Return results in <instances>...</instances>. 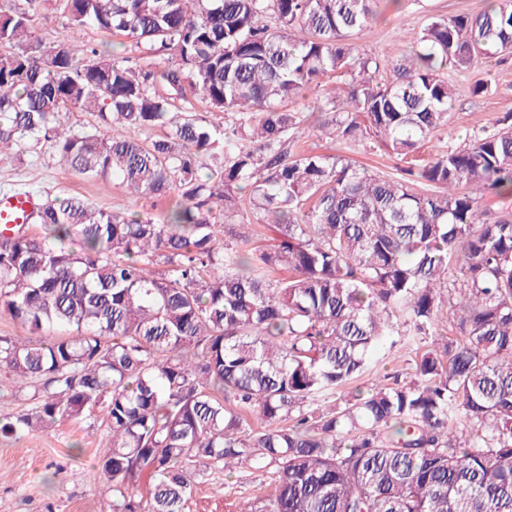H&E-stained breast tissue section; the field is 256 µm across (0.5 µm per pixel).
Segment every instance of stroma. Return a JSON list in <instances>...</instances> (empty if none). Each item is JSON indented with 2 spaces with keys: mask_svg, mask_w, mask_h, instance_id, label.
Masks as SVG:
<instances>
[{
  "mask_svg": "<svg viewBox=\"0 0 512 512\" xmlns=\"http://www.w3.org/2000/svg\"><path fill=\"white\" fill-rule=\"evenodd\" d=\"M487 0H378L377 16L353 40L361 52L381 64L379 76L387 80L392 68L415 50L424 25L434 16L476 15ZM85 44L97 51L128 58L130 64L166 63V56H149L123 37L94 29L83 33ZM453 109L446 125L422 142L419 162L434 154L467 145L473 132L512 114V62L489 58L477 66L452 71ZM486 92L475 93L478 83ZM347 75L332 72L304 98L285 104L288 112L306 119L305 133L290 143L291 151L341 155L371 171L401 176L403 161L373 138L350 142L319 139L314 129L330 121L334 101L345 100ZM0 190L28 191L39 198L73 195L93 207L125 214L159 218L178 198L177 189L161 197L132 196L118 180H85L55 161L49 145L19 154H0ZM107 440L102 420H65L47 431H33L18 438L0 436V512H112V487L93 476L96 450ZM271 476L263 471L241 469L231 474L202 470L196 478L185 512H227L225 505L244 498L263 497L271 491Z\"/></svg>",
  "mask_w": 512,
  "mask_h": 512,
  "instance_id": "1",
  "label": "stroma"
}]
</instances>
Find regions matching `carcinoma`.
I'll return each instance as SVG.
<instances>
[{
	"label": "carcinoma",
	"mask_w": 512,
	"mask_h": 512,
	"mask_svg": "<svg viewBox=\"0 0 512 512\" xmlns=\"http://www.w3.org/2000/svg\"><path fill=\"white\" fill-rule=\"evenodd\" d=\"M25 2L0 14V152L48 144L79 177L141 196L175 185L181 200L144 220L56 196L34 215L42 234H0V314L38 334L0 336V369L34 399L0 433L101 417L94 477L112 482V512H184L197 467L272 474L271 493L236 512H512V217L478 206L512 196V124L394 178L291 152L303 119L280 110L344 73L346 100L322 128L412 158L448 123L444 71L512 58V3L432 18L382 82L350 41L375 0H66L52 46L34 33L42 0ZM87 28L175 64L85 49ZM186 82L257 144L205 177L198 158L224 131L170 112ZM68 105L103 128L67 127ZM118 126L168 132L143 141ZM418 180L439 190L417 193ZM244 190L275 232L237 233L248 249L221 244L211 206L227 220ZM448 318L455 340L438 333ZM400 342L409 377L378 375ZM479 204L480 208L485 210L489 217H499L506 212H512V197L485 193L479 199Z\"/></svg>",
	"instance_id": "obj_1"
}]
</instances>
